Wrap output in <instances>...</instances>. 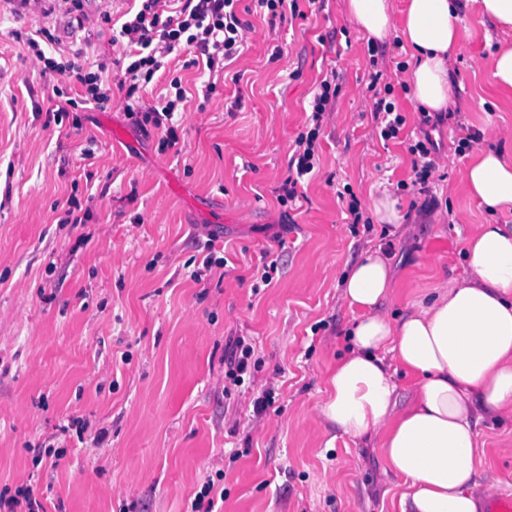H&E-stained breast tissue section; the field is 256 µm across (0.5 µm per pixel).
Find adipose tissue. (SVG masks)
<instances>
[{"instance_id": "1", "label": "adipose tissue", "mask_w": 512, "mask_h": 512, "mask_svg": "<svg viewBox=\"0 0 512 512\" xmlns=\"http://www.w3.org/2000/svg\"><path fill=\"white\" fill-rule=\"evenodd\" d=\"M480 24L502 40L490 58L496 87L512 94V0H476ZM462 0H346L373 42L398 32L411 51L405 83L429 112L451 100L453 55L471 35ZM463 185L489 214L512 211V156L473 151ZM469 273L405 314L380 307L394 271L368 250L345 273L352 349L337 359L319 405L322 422L350 438L372 439L385 471L399 477L400 512H478L483 450L477 427L512 418V225H474L463 242ZM412 381L397 405L396 373Z\"/></svg>"}]
</instances>
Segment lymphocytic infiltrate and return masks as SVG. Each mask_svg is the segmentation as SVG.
Listing matches in <instances>:
<instances>
[{"instance_id":"obj_1","label":"lymphocytic infiltrate","mask_w":512,"mask_h":512,"mask_svg":"<svg viewBox=\"0 0 512 512\" xmlns=\"http://www.w3.org/2000/svg\"><path fill=\"white\" fill-rule=\"evenodd\" d=\"M176 14L162 16L161 0H141V8L125 22L120 36L130 48L132 60L125 73L130 80H151L162 67V58L174 49L196 50L191 66L206 63L215 67L238 57L244 43L247 24L238 14L239 0H180ZM173 98L161 107H148L143 116L161 136L163 144L176 146L179 141L172 119L179 103L186 100V90L179 79H172ZM337 90L330 80H322L312 102L313 125L300 133L296 148L288 160V175L283 181L277 200L283 205H295L300 194L298 186L304 176L319 166V124L325 112L332 108Z\"/></svg>"}]
</instances>
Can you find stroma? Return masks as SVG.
<instances>
[{"mask_svg":"<svg viewBox=\"0 0 512 512\" xmlns=\"http://www.w3.org/2000/svg\"><path fill=\"white\" fill-rule=\"evenodd\" d=\"M242 4L245 50L227 72L185 68L191 53L177 49L129 97L114 37L137 0H0V491L31 488L46 512H193L219 472L217 512H400L378 449L318 413L351 325L344 271L382 247L395 273L383 310L394 316L466 276L472 225L512 224L466 195L469 156L456 150L477 132L480 148L512 154V96L489 70L492 26L474 28L453 57L452 102L431 131L438 178L422 196L407 188L404 141L420 108L396 69L408 58L400 37L370 47L345 0L276 25ZM73 64L113 91L58 122L60 96L85 93ZM175 77L187 98L170 148L127 107L156 105ZM329 77L339 90L319 171L287 211L277 189ZM375 80L406 118L399 138L379 136ZM384 190L405 239L370 218ZM73 198L86 223H64ZM210 253L226 267L204 270ZM267 257L278 267L266 285L256 268ZM239 336L254 363L229 387L227 344ZM267 390L274 402L255 414ZM479 432L481 481L512 489V422ZM41 448L63 449L56 467L37 462Z\"/></svg>","mask_w":512,"mask_h":512,"instance_id":"obj_1","label":"stroma"}]
</instances>
